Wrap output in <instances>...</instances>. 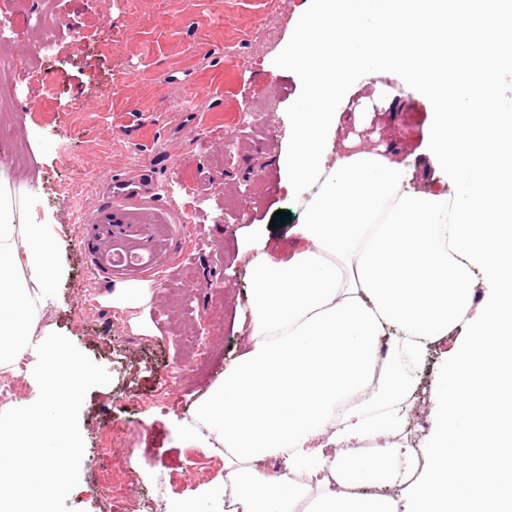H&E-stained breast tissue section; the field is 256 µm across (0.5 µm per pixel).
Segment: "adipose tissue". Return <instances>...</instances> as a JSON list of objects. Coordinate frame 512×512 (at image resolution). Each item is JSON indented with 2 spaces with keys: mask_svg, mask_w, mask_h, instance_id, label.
I'll use <instances>...</instances> for the list:
<instances>
[{
  "mask_svg": "<svg viewBox=\"0 0 512 512\" xmlns=\"http://www.w3.org/2000/svg\"><path fill=\"white\" fill-rule=\"evenodd\" d=\"M353 29L386 15L385 0H310L297 27L307 89L293 126L289 186L318 183L304 223L291 225L288 259L253 254L246 349L197 404L205 447L224 449V493L174 499L168 512H448L453 476L473 448L501 446L502 410L487 384L512 362V226L484 224L479 198L505 166L464 134L478 124L477 84L512 86V58L471 56L449 73L436 59L373 45L325 65L312 35L336 15ZM410 82L437 102L428 155L448 190L417 188L412 159L384 148L332 156L330 136L369 77ZM446 345L433 380L431 429L418 451L410 426L418 371ZM285 460L287 471L267 472Z\"/></svg>",
  "mask_w": 512,
  "mask_h": 512,
  "instance_id": "ef3b65f1",
  "label": "adipose tissue"
}]
</instances>
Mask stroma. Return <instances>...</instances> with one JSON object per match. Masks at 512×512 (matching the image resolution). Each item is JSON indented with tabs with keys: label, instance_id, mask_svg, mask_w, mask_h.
Here are the masks:
<instances>
[{
	"label": "stroma",
	"instance_id": "35a3bbf8",
	"mask_svg": "<svg viewBox=\"0 0 512 512\" xmlns=\"http://www.w3.org/2000/svg\"><path fill=\"white\" fill-rule=\"evenodd\" d=\"M62 17L58 47L43 59L52 90L26 76L29 46L37 37L9 25L14 0H0V38L19 71L17 110L0 114V176L17 194L38 198L36 222L47 224L61 251L63 275L55 297L39 306L40 327L66 336L111 376L85 396L79 428L84 455L68 506L76 512H126L148 500L167 512L172 498L190 499L203 485L223 484L215 472L191 468L195 449L181 429L194 404L242 352L251 288L249 255L240 251L252 225L269 224L276 211L304 221L302 194L281 186L294 113L306 94L293 55L295 26L308 0H24ZM433 99L412 94L397 116L374 113L372 129L342 119L335 153L346 140L384 138L399 157H414L418 188L447 190L444 170L427 156ZM150 165L152 236L144 238L138 211L122 232L86 224L102 210L112 175ZM186 186H179L176 175ZM196 214L190 232L181 225ZM162 281L149 307L120 310L99 297L115 282H137L143 265ZM220 289L209 288V281ZM211 343L203 369H185L186 337ZM443 361L433 348L420 370L413 405L419 447L431 405L433 374ZM132 473L126 501L98 495L113 454Z\"/></svg>",
	"mask_w": 512,
	"mask_h": 512
}]
</instances>
